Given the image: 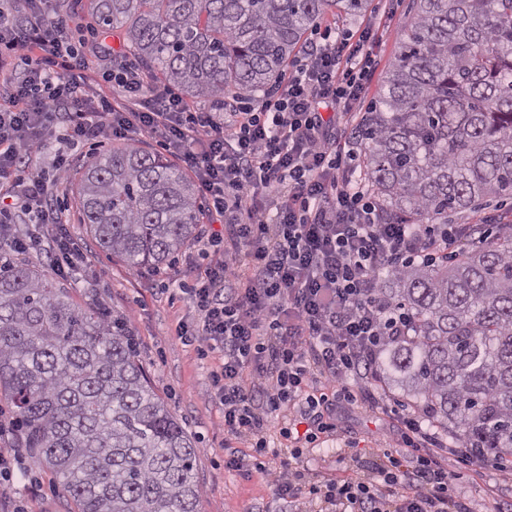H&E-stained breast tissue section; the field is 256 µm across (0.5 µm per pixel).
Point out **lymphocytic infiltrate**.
Instances as JSON below:
<instances>
[{"label":"lymphocytic infiltrate","instance_id":"lymphocytic-infiltrate-1","mask_svg":"<svg viewBox=\"0 0 512 512\" xmlns=\"http://www.w3.org/2000/svg\"><path fill=\"white\" fill-rule=\"evenodd\" d=\"M53 2L0 0V225L44 229L57 250L53 273L78 274L83 257L51 203L54 186L85 144L158 138L208 203L209 242L225 245L189 289L196 318L180 329L224 357L210 395L224 412L225 467L261 478L289 504L324 492L338 512H472L449 496L460 473L411 413L398 414L402 446L384 451L373 482L305 487L299 450L275 469L264 460V433L283 409L299 406L311 420V444L333 409L324 388L353 402L355 385L376 380L383 347L407 325L382 294L380 271L437 261L477 233L472 224L393 223L352 180L364 144L348 125L374 70L370 34L324 33L276 94L212 112L139 63L110 64L104 49L87 59L72 39L76 16ZM322 104L335 116L323 117Z\"/></svg>","mask_w":512,"mask_h":512}]
</instances>
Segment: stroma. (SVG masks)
I'll return each mask as SVG.
<instances>
[{
	"label": "stroma",
	"mask_w": 512,
	"mask_h": 512,
	"mask_svg": "<svg viewBox=\"0 0 512 512\" xmlns=\"http://www.w3.org/2000/svg\"><path fill=\"white\" fill-rule=\"evenodd\" d=\"M410 10L409 0H370L357 17L326 16L320 30L361 32L389 22L387 34L375 38L371 51L375 67L365 101L379 92L388 66L398 51L400 28ZM83 157H76L69 178L54 191L53 204L62 212L72 242L84 257L79 275L63 280L73 302L100 311L123 314L139 342L138 356L149 383L176 417L197 450V471L203 487L201 512H285L282 501L258 478L247 479L224 467V413L209 395L210 374L222 362L219 352L191 337L177 334L180 323H191L194 310L186 291L194 287L205 268L222 259L223 246L190 244L168 266L154 271L129 270L117 257L103 252L82 221L78 185ZM452 224H481L490 234L512 224V198L485 199L475 209L448 217ZM372 390L383 400L378 410L354 408L342 414L335 432L322 434L316 447L304 448L301 465L331 478L337 459L350 470L373 476L382 463V451L400 444L391 409H412L402 390L374 382ZM16 436L0 435V446L15 451L17 465L9 482L0 484V498L16 512H77L73 500L57 484L52 471L18 448Z\"/></svg>",
	"instance_id": "1"
}]
</instances>
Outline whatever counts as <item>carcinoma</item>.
I'll return each mask as SVG.
<instances>
[{
  "mask_svg": "<svg viewBox=\"0 0 512 512\" xmlns=\"http://www.w3.org/2000/svg\"><path fill=\"white\" fill-rule=\"evenodd\" d=\"M369 0H87L141 65L198 105L264 91L325 16ZM364 180L397 224H433L512 197V0H412L361 129ZM100 249L132 269L168 264L202 207L160 154L118 145L79 185ZM409 315L383 379L432 424L500 463L512 457V234L389 275ZM0 395L24 447L77 512H200L197 448L149 385L124 316L74 304L24 260L0 264Z\"/></svg>",
  "mask_w": 512,
  "mask_h": 512,
  "instance_id": "obj_1",
  "label": "carcinoma"
}]
</instances>
